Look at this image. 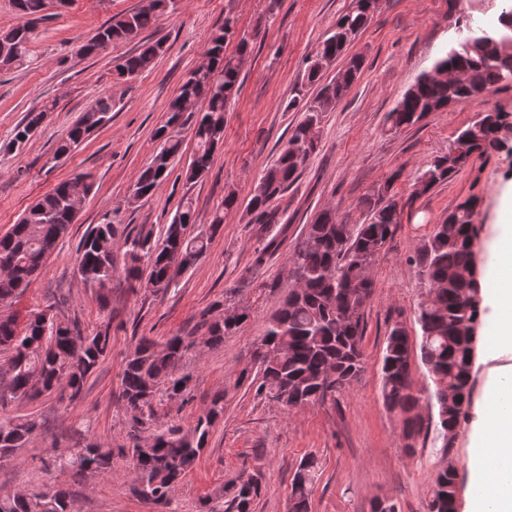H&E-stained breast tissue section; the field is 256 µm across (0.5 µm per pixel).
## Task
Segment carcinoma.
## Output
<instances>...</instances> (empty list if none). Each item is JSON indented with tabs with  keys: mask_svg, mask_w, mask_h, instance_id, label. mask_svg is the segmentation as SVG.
Returning <instances> with one entry per match:
<instances>
[{
	"mask_svg": "<svg viewBox=\"0 0 512 512\" xmlns=\"http://www.w3.org/2000/svg\"><path fill=\"white\" fill-rule=\"evenodd\" d=\"M375 0H351L319 42L308 61L301 86L288 100L286 109L301 112L304 118L291 130L277 159L261 175L247 209L255 224H277L281 201L289 187L306 168L317 146L299 152L304 141L326 112L347 95L359 79L363 57H350L344 69L347 78L324 83L327 69L345 52L377 11ZM179 0H150L147 5L101 26L79 52L93 56L112 44L139 40L138 52L123 57L117 66L119 77L131 78L148 69L163 53L164 42L143 40L140 35L164 14L177 10ZM21 22L0 30V72L23 65L30 54L37 24L45 19L42 0H13ZM512 4L503 8L501 29L475 32L451 46L432 70L421 74L403 93L388 114L391 129L418 124L426 115L451 106L480 99L500 87L512 86ZM232 19H224L210 38L208 69L196 78L191 72L180 94L170 105L171 115L154 138L156 152L142 170L135 186L141 195L153 194L169 176L182 147L181 130H191L196 149L182 170L188 183H195L210 171L216 149L224 143V114L239 88L242 63L252 53L247 36L237 40V51L225 53L233 39ZM318 88L312 94V88ZM51 108L42 106L26 113L13 128L6 153H20L34 137ZM112 122V95L95 97L68 130L54 152V159L66 157L91 132ZM512 133V113L487 111L465 127L458 139L465 151L453 161L437 157L415 179L412 195L419 197L445 182L462 169L474 155L498 150ZM90 176L80 172L58 183L22 215L10 232L0 237V308L11 307L33 282L44 260L55 249L75 219L72 184ZM238 206L235 192L224 196V210L215 213L209 229H194L192 200H183L163 236L142 225L119 229L106 219L91 228L80 240L77 274L97 292L100 307L109 305V292L116 275L123 276L126 288L142 294V302L165 295L177 279L195 267L206 254L211 238L224 224L226 212ZM476 201L468 199L430 229L410 261L417 269L425 295L431 303H421L417 323L420 338L417 359L433 383L428 396L417 389L409 342L390 328L381 363V395L386 409L402 422V434L412 440L405 451L413 452L417 439L427 428L420 409L428 402L437 414L441 447L450 448L457 429L469 413L471 382L477 359L478 331L482 325L481 280L483 272L474 253L479 226L474 224ZM365 221L342 224L330 209L319 212L297 239L288 258V281L302 288L291 289L282 308L268 321L256 348V392L290 409L336 399L361 371L364 314L373 294V283L360 289L364 269L374 265L380 252L393 239L401 211L396 194L373 192L365 197ZM274 240L254 252L247 273L254 277L266 264ZM250 316L243 309L238 320L227 323L204 312L199 326L205 329L207 346L219 347L224 335L236 330ZM189 336H171L159 343L150 336L138 338L124 360L121 402L129 425L128 444L114 450L86 437L67 456L51 453L40 458L41 469L70 470L75 475L105 473L117 455L131 461L136 474L134 493L170 512L177 486L195 466L204 450L210 428L224 417V395L216 394L188 431L172 425L150 438L151 446H141V432L156 418V399H191L189 378L177 375L185 354L194 347ZM112 350V317L104 318L96 330L84 332L78 318L68 317L49 305L32 312L24 322L14 314L0 312V352L8 353L0 365V411L18 400L37 401L54 393L59 400L73 403L83 394L87 378ZM39 421L29 416L0 423V459L24 447L37 431ZM313 456L301 459L290 484V512H310L313 483L317 471ZM224 512H252L261 485L251 474L238 476L224 486ZM457 468L453 459L436 476L427 503V512H456ZM68 493L48 487L29 498L0 495V512H67Z\"/></svg>",
	"mask_w": 512,
	"mask_h": 512,
	"instance_id": "1",
	"label": "carcinoma"
}]
</instances>
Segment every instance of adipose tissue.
<instances>
[{
  "label": "adipose tissue",
  "mask_w": 512,
  "mask_h": 512,
  "mask_svg": "<svg viewBox=\"0 0 512 512\" xmlns=\"http://www.w3.org/2000/svg\"><path fill=\"white\" fill-rule=\"evenodd\" d=\"M504 220L486 275L492 320L488 350L512 352V193L503 197ZM468 468L473 493L468 512H512V383L492 378L472 433Z\"/></svg>",
  "instance_id": "obj_1"
}]
</instances>
